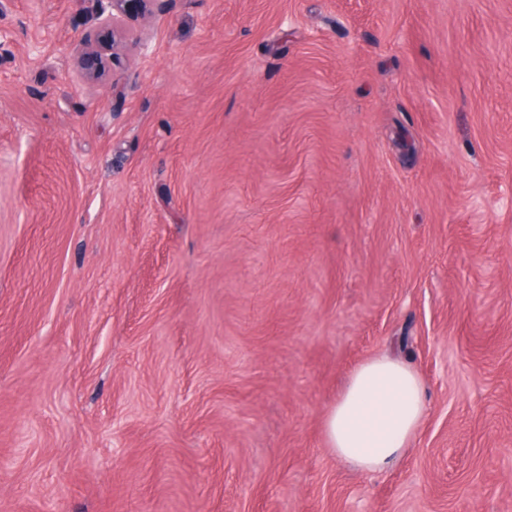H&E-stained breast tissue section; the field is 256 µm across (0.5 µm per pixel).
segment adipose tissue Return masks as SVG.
I'll return each instance as SVG.
<instances>
[{
  "label": "adipose tissue",
  "instance_id": "ef3b65f1",
  "mask_svg": "<svg viewBox=\"0 0 512 512\" xmlns=\"http://www.w3.org/2000/svg\"><path fill=\"white\" fill-rule=\"evenodd\" d=\"M426 412L418 373L394 357H373L326 411L324 442L355 470L382 471L409 448Z\"/></svg>",
  "mask_w": 512,
  "mask_h": 512
}]
</instances>
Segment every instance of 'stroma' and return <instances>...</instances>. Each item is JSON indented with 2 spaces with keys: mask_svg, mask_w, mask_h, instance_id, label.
I'll return each mask as SVG.
<instances>
[{
  "mask_svg": "<svg viewBox=\"0 0 512 512\" xmlns=\"http://www.w3.org/2000/svg\"><path fill=\"white\" fill-rule=\"evenodd\" d=\"M91 10L0 0V512H512V0H173L98 85ZM75 64L85 81H98L105 71V57L101 47L84 40L82 48L76 51ZM426 412L418 373L394 357H373L326 411L324 442L355 470L382 471L409 448Z\"/></svg>",
  "mask_w": 512,
  "mask_h": 512,
  "instance_id": "35a3bbf8",
  "label": "stroma"
}]
</instances>
